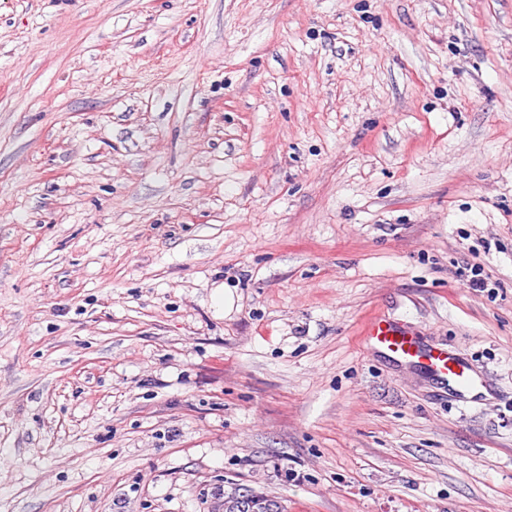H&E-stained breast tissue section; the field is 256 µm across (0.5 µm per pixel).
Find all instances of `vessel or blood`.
I'll list each match as a JSON object with an SVG mask.
<instances>
[{"instance_id":"vessel-or-blood-1","label":"vessel or blood","mask_w":512,"mask_h":512,"mask_svg":"<svg viewBox=\"0 0 512 512\" xmlns=\"http://www.w3.org/2000/svg\"><path fill=\"white\" fill-rule=\"evenodd\" d=\"M363 336L369 348L452 384L459 394L476 392L487 385L486 378L476 375L451 351L423 344L409 328L394 318L371 317L363 328Z\"/></svg>"}]
</instances>
